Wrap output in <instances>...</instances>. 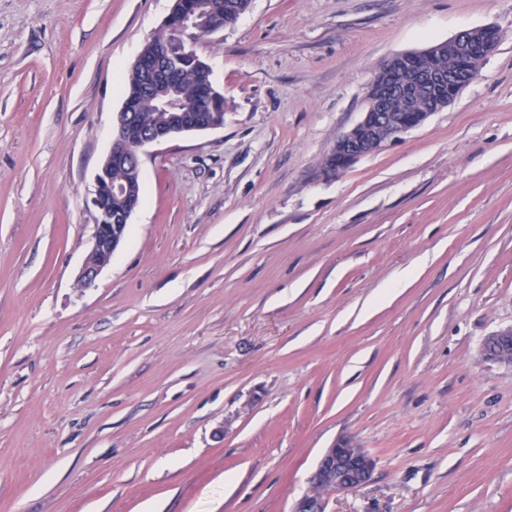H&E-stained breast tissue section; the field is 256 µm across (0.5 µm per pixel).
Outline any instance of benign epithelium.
Wrapping results in <instances>:
<instances>
[{"instance_id":"benign-epithelium-1","label":"benign epithelium","mask_w":512,"mask_h":512,"mask_svg":"<svg viewBox=\"0 0 512 512\" xmlns=\"http://www.w3.org/2000/svg\"><path fill=\"white\" fill-rule=\"evenodd\" d=\"M164 27L168 38L164 46L146 58L138 54L132 68L140 73L141 90L154 92L166 84L190 61L207 75L212 68L197 51L200 38L224 29V12L212 3L205 12L186 10L183 0H173ZM498 32L492 27L465 29L452 38L433 44L419 52H403L392 56L374 76L366 93V110L361 120L337 140L330 156L336 166L325 172L334 176L348 169L360 158L370 155L387 141L423 125L434 113L442 111L460 91L473 80L477 65L496 48ZM448 53V69L432 64L433 59ZM425 98L427 106L418 111V101ZM224 95L210 86L209 96L200 108L202 115L188 119L179 113L161 129L140 132L134 141L128 134L134 123L136 104L132 97L124 99L112 124L113 143L100 161L94 175L91 204L95 224L91 251L77 277V285L90 287L100 271L124 241L131 217L140 203V195L127 185L112 182V164L118 163L140 172L141 158L148 149L184 136L215 130L224 120L215 116L217 102ZM401 108H395V102ZM121 205L112 208V197ZM497 350H512V327L487 338ZM375 469V460L349 440H341L327 449L311 477L312 490L298 499L291 512H327L329 496L354 491L367 484Z\"/></svg>"}]
</instances>
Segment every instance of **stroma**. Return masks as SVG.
<instances>
[{
	"instance_id": "obj_1",
	"label": "stroma",
	"mask_w": 512,
	"mask_h": 512,
	"mask_svg": "<svg viewBox=\"0 0 512 512\" xmlns=\"http://www.w3.org/2000/svg\"><path fill=\"white\" fill-rule=\"evenodd\" d=\"M172 0H0V512H512V0H251L198 43L222 128L143 156L88 288L87 202ZM491 26L441 112L322 174L391 56ZM375 460L349 440L328 448L311 477L312 490L298 499L291 512H327L329 496L354 491L367 484Z\"/></svg>"
}]
</instances>
